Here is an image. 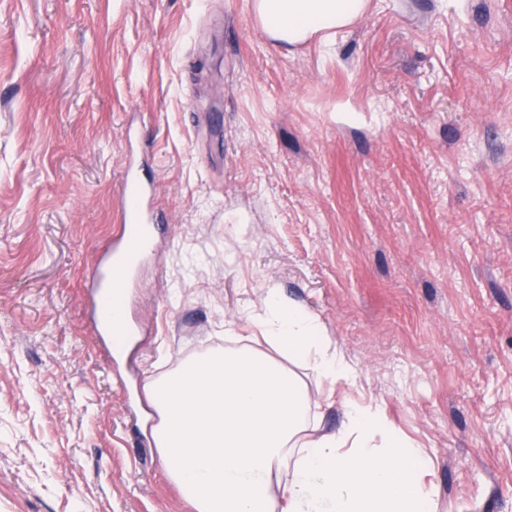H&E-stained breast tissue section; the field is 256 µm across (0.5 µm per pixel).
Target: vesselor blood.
I'll list each match as a JSON object with an SVG mask.
<instances>
[{
    "label": "vessel or blood",
    "mask_w": 512,
    "mask_h": 512,
    "mask_svg": "<svg viewBox=\"0 0 512 512\" xmlns=\"http://www.w3.org/2000/svg\"><path fill=\"white\" fill-rule=\"evenodd\" d=\"M122 183L135 192V205L123 209V226L106 256L88 273L98 290V298H105L109 289L121 288L138 267L146 246L157 230V218L151 206L152 188L145 185L133 169H125Z\"/></svg>",
    "instance_id": "1"
}]
</instances>
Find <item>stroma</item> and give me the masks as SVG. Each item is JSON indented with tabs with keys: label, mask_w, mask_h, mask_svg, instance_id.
<instances>
[{
	"label": "stroma",
	"mask_w": 512,
	"mask_h": 512,
	"mask_svg": "<svg viewBox=\"0 0 512 512\" xmlns=\"http://www.w3.org/2000/svg\"><path fill=\"white\" fill-rule=\"evenodd\" d=\"M161 230L123 356L86 274L128 163ZM356 373L438 512H512V0H372L291 48L253 0H0V512H194L145 384L254 336L267 289Z\"/></svg>",
	"instance_id": "obj_1"
}]
</instances>
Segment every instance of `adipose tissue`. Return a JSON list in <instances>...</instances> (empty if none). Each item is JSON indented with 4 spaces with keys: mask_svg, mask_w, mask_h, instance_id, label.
I'll return each mask as SVG.
<instances>
[{
    "mask_svg": "<svg viewBox=\"0 0 512 512\" xmlns=\"http://www.w3.org/2000/svg\"><path fill=\"white\" fill-rule=\"evenodd\" d=\"M369 0H254L268 37L296 45L337 34ZM256 320L269 351L249 345L184 360L149 382L150 433L169 479L196 512H276L275 474L292 478L286 512H433L418 489L429 467L374 404L343 402L341 428L307 435L311 398L286 366L310 363L324 379L353 373L318 319L269 289Z\"/></svg>",
    "mask_w": 512,
    "mask_h": 512,
    "instance_id": "ef3b65f1",
    "label": "adipose tissue"
}]
</instances>
